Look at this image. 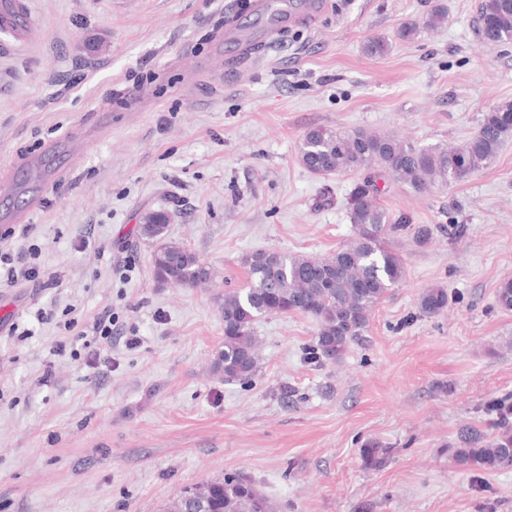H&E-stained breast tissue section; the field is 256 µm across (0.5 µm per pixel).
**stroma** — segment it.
Returning <instances> with one entry per match:
<instances>
[{"label": "stroma", "instance_id": "1", "mask_svg": "<svg viewBox=\"0 0 512 512\" xmlns=\"http://www.w3.org/2000/svg\"><path fill=\"white\" fill-rule=\"evenodd\" d=\"M26 2L39 37L0 34V170L44 166L0 203V250L47 276L0 283V512H162L230 472L275 512H512V467L474 473L448 454L512 393V311L494 302L512 278V141L462 182L387 181L380 204L432 239L395 238L406 276L340 362L305 360L317 326L288 314L257 323L253 384L210 372L244 255L322 258L352 236L361 175L305 169L308 129L455 143L512 102V43L478 39L479 0H317L309 26L257 20L251 0ZM437 5L441 27L399 37ZM374 37L385 54L365 53ZM160 209L169 241L213 270L208 286L154 281L137 226ZM435 286L446 311L418 315ZM104 313L112 341L97 347L85 333ZM369 440L389 451L375 470L359 455Z\"/></svg>", "mask_w": 512, "mask_h": 512}]
</instances>
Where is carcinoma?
Returning <instances> with one entry per match:
<instances>
[{"label": "carcinoma", "mask_w": 512, "mask_h": 512, "mask_svg": "<svg viewBox=\"0 0 512 512\" xmlns=\"http://www.w3.org/2000/svg\"><path fill=\"white\" fill-rule=\"evenodd\" d=\"M445 19L439 9L426 15L423 25H404L399 35L412 39L420 27L434 29ZM481 41L500 45L512 42V0H481L474 18ZM512 138V104L486 112L475 135L459 144L417 145L391 135L362 128L348 131L313 127L300 143L299 158L315 175L363 172L347 198V214L353 238L323 259L292 255L278 250H258L241 260L247 285L224 293V344L211 364L212 373L224 381L248 384L259 371V339L255 326L272 315L299 313L317 324L309 359L335 363L365 331L375 307L405 277V267L391 239L406 232L415 242H429L431 228L393 217L379 203L378 180L388 175L416 192L436 182H462L474 172L492 165L502 146ZM172 214L148 212L138 225L139 235L157 244L151 272L158 285L197 288L207 285L212 272L194 252L167 241ZM495 304L512 311V279L501 282ZM419 314L441 315L448 307V290L426 289L418 299ZM448 449L455 465L478 471L512 467V421L501 415L489 432L464 429ZM387 449L374 441L360 448L366 469L382 465ZM166 512H274L271 501L238 473L224 479L188 487Z\"/></svg>", "instance_id": "1"}]
</instances>
